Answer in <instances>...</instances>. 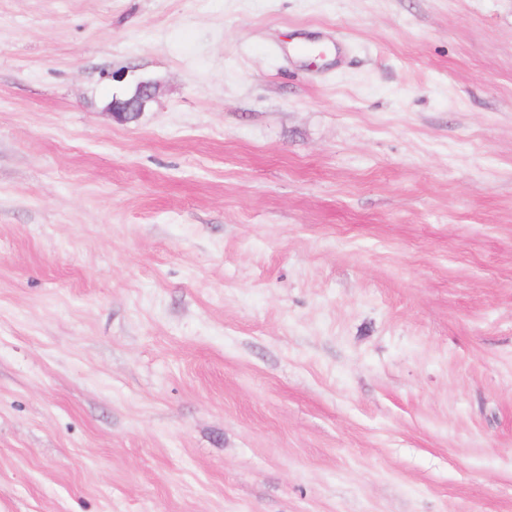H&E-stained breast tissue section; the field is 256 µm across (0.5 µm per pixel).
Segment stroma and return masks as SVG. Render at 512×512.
<instances>
[{"label": "stroma", "instance_id": "stroma-1", "mask_svg": "<svg viewBox=\"0 0 512 512\" xmlns=\"http://www.w3.org/2000/svg\"><path fill=\"white\" fill-rule=\"evenodd\" d=\"M0 512H512V0H0ZM155 87L149 81H140L136 84L132 95L126 99H115L109 109L115 119L128 122L131 114L141 113L148 102L154 98Z\"/></svg>", "mask_w": 512, "mask_h": 512}]
</instances>
